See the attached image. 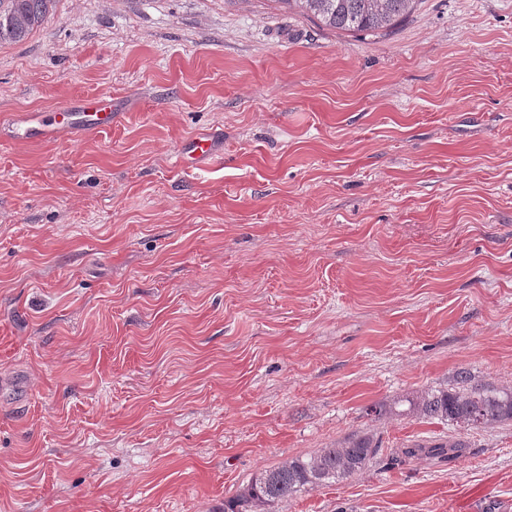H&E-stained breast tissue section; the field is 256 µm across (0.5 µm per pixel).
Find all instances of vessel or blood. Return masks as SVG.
<instances>
[{"mask_svg":"<svg viewBox=\"0 0 512 512\" xmlns=\"http://www.w3.org/2000/svg\"><path fill=\"white\" fill-rule=\"evenodd\" d=\"M116 109L111 97L100 98L94 111L72 112L61 110L50 120L44 119L41 114L26 115L25 133L31 137L46 140L63 133L77 134L83 131L100 130L111 127L112 117Z\"/></svg>","mask_w":512,"mask_h":512,"instance_id":"vessel-or-blood-1","label":"vessel or blood"}]
</instances>
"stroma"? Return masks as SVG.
<instances>
[{"label": "stroma", "mask_w": 512, "mask_h": 512, "mask_svg": "<svg viewBox=\"0 0 512 512\" xmlns=\"http://www.w3.org/2000/svg\"><path fill=\"white\" fill-rule=\"evenodd\" d=\"M99 96L121 118L78 138L0 127V512H219L357 433L365 470L276 512H512V422L394 413L512 386V0L358 34L59 0L0 45V114Z\"/></svg>", "instance_id": "obj_1"}]
</instances>
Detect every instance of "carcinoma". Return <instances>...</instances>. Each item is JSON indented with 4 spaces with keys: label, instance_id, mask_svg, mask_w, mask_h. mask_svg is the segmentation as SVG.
<instances>
[{
    "label": "carcinoma",
    "instance_id": "carcinoma-1",
    "mask_svg": "<svg viewBox=\"0 0 512 512\" xmlns=\"http://www.w3.org/2000/svg\"><path fill=\"white\" fill-rule=\"evenodd\" d=\"M57 0H0V43L26 40L48 19ZM325 26L347 32L389 31L416 7L418 0H281ZM456 390L427 389L405 399L401 416L437 419L463 428H488L512 422V387L471 382L466 371L457 373ZM462 447L450 442L430 447L414 445L399 454L443 456ZM379 447L367 435H356L334 448L288 459L263 469L224 502L222 512H273L275 505L304 491L348 479L365 469Z\"/></svg>",
    "mask_w": 512,
    "mask_h": 512
}]
</instances>
